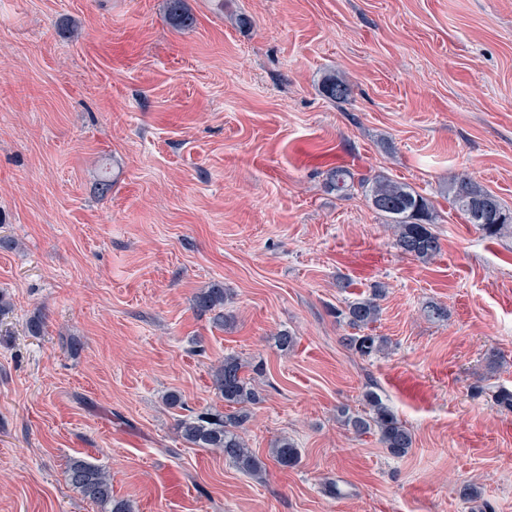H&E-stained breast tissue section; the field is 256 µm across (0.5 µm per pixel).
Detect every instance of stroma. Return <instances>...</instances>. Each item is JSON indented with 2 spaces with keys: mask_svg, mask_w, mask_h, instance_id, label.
<instances>
[{
  "mask_svg": "<svg viewBox=\"0 0 512 512\" xmlns=\"http://www.w3.org/2000/svg\"><path fill=\"white\" fill-rule=\"evenodd\" d=\"M186 5L176 29L164 0H0V512H100L75 458L133 512H512V230L448 200L467 177L512 209V0ZM339 165L432 201L440 254L401 255ZM214 284L221 327L193 305ZM377 284L363 357L336 311ZM229 354L263 396L259 480L179 429L223 410ZM369 391L406 456L345 425ZM165 19L171 27L182 29L193 24L194 18L188 12L185 0H165ZM322 93L336 103H348L352 99L351 85L336 76L325 78L321 86ZM344 340L347 346L360 353L362 356H369L372 353L381 350L384 345L383 339L369 334L359 335L358 332H355L350 336H346ZM270 451L274 461L283 467H292L298 462L299 450L294 441L286 436L276 439ZM67 481L84 497L107 507L104 512H133L130 505L112 498L111 475L98 465L73 459L66 470Z\"/></svg>",
  "mask_w": 512,
  "mask_h": 512,
  "instance_id": "stroma-1",
  "label": "stroma"
}]
</instances>
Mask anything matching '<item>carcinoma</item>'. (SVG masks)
<instances>
[{
  "instance_id": "obj_1",
  "label": "carcinoma",
  "mask_w": 512,
  "mask_h": 512,
  "mask_svg": "<svg viewBox=\"0 0 512 512\" xmlns=\"http://www.w3.org/2000/svg\"><path fill=\"white\" fill-rule=\"evenodd\" d=\"M165 19L171 27L182 29L193 24L185 0H165ZM322 93L336 103H348L352 99L351 85L336 77L325 78ZM331 189L346 193L358 186L363 190L372 208L393 226L395 246L400 253L426 262L441 250L440 238L434 230L433 205L409 184L378 175L369 180L355 179L354 174L343 167L328 172ZM448 197L455 207L476 224L487 237H497L512 224V212L500 199L480 188L467 178H461L448 186ZM383 288H375L372 297L349 302L338 312L345 324L355 330L345 337L347 346L363 356L381 350L384 340L362 333L377 321L380 315L378 300ZM227 296L222 288H205L194 298V307L201 313L212 314L216 323H224V302ZM215 386L224 402L235 408L231 413L201 412L180 422L183 438L200 448H211L224 453L243 473L260 477L265 464L248 446L243 430L250 421V407L262 401L261 393L243 375V364L238 357L229 355L216 369ZM368 412L363 415L344 414L345 423L358 434L377 430L380 441L394 457H402L413 446L410 430L392 409L374 393L365 394ZM271 456L283 467L296 465L299 450L294 441L286 436L276 439ZM67 481L84 497L107 507V512H132L130 505L112 498L111 475L98 465L83 459H73L66 470Z\"/></svg>"
}]
</instances>
